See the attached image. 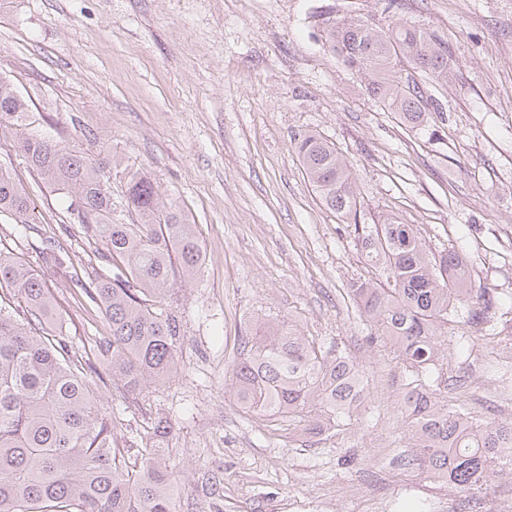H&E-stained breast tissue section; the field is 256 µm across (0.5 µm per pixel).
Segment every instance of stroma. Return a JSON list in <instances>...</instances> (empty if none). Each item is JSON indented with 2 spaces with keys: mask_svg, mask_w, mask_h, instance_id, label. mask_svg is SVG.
Masks as SVG:
<instances>
[{
  "mask_svg": "<svg viewBox=\"0 0 512 512\" xmlns=\"http://www.w3.org/2000/svg\"><path fill=\"white\" fill-rule=\"evenodd\" d=\"M443 35L447 84L424 80L448 121L436 134L400 123L369 97L322 39L341 17ZM27 99L33 128L102 157L123 202L144 173L195 224L198 275L173 306L183 368L122 399L102 390L128 466L155 422L174 512H290L330 499L333 512H459L454 487L408 465L401 412L412 374L350 288L377 279L352 224L320 201L293 140L313 131L350 165L365 221L390 214L433 253L464 252L472 286L492 299L483 324L449 311L441 357L424 381L482 425L512 422V0H0V74ZM0 167L27 193L23 218L0 215V251L45 280L77 355L100 371L109 334L81 281L104 271L64 201L0 131ZM276 320L355 359L367 397L339 427L310 435L296 417L245 412L231 392L240 336Z\"/></svg>",
  "mask_w": 512,
  "mask_h": 512,
  "instance_id": "obj_1",
  "label": "stroma"
}]
</instances>
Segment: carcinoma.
I'll use <instances>...</instances> for the list:
<instances>
[{
    "label": "carcinoma",
    "mask_w": 512,
    "mask_h": 512,
    "mask_svg": "<svg viewBox=\"0 0 512 512\" xmlns=\"http://www.w3.org/2000/svg\"><path fill=\"white\" fill-rule=\"evenodd\" d=\"M322 38L401 122L434 133L448 121L444 102L403 73L407 64L448 82L447 39L407 23L384 31L352 18L332 22ZM5 121L29 166L63 192L67 207H80L79 223L101 242V258L112 264V275L95 274L85 289L111 328L105 350L112 359V391L139 395L171 381L180 369L183 324L168 299L177 280L193 278L204 263L194 225L137 171L128 173L125 201L132 223L114 220L116 207L100 165L27 132L28 102L0 75V130ZM295 145L322 203L341 218L357 217L361 203L346 159L318 133L298 136ZM28 209L26 193L0 168V214L20 217ZM354 227L387 287L356 282L353 299L394 342L406 367L416 375L431 369L440 357L438 332L449 307L483 301L469 311V322L480 324L491 300L470 288L464 253H429L413 225L387 215ZM3 286L21 298L28 317L21 322L0 307V512H173L169 472L153 445L141 449L137 472L124 468L114 420L87 380L93 363L64 340L47 283L0 253ZM239 350L233 392L248 413L303 415L309 418L306 430L321 434L351 417L366 395L348 355L339 348L322 350L288 322L241 337ZM403 406L417 448L407 465L471 492L487 482L494 460L512 463V423L482 427L419 378L406 384Z\"/></svg>",
    "instance_id": "cac0c4a2"
}]
</instances>
